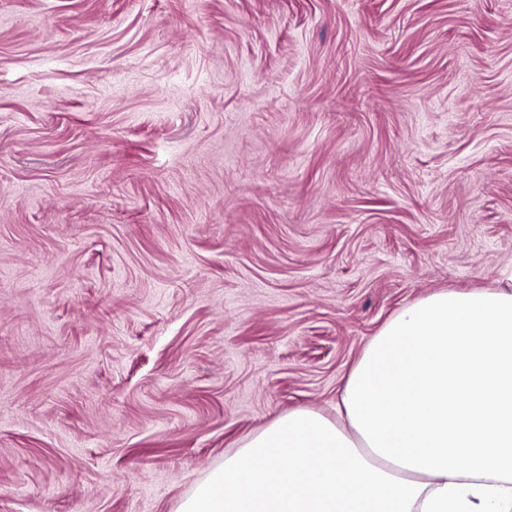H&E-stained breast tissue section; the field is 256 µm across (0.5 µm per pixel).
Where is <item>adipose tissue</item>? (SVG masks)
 Here are the masks:
<instances>
[{
  "label": "adipose tissue",
  "instance_id": "1",
  "mask_svg": "<svg viewBox=\"0 0 512 512\" xmlns=\"http://www.w3.org/2000/svg\"><path fill=\"white\" fill-rule=\"evenodd\" d=\"M177 512H512V274L397 312L337 418L297 409L246 436Z\"/></svg>",
  "mask_w": 512,
  "mask_h": 512
}]
</instances>
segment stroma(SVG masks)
<instances>
[{"instance_id":"obj_1","label":"stroma","mask_w":512,"mask_h":512,"mask_svg":"<svg viewBox=\"0 0 512 512\" xmlns=\"http://www.w3.org/2000/svg\"><path fill=\"white\" fill-rule=\"evenodd\" d=\"M511 269L512 0H0V512H177Z\"/></svg>"}]
</instances>
